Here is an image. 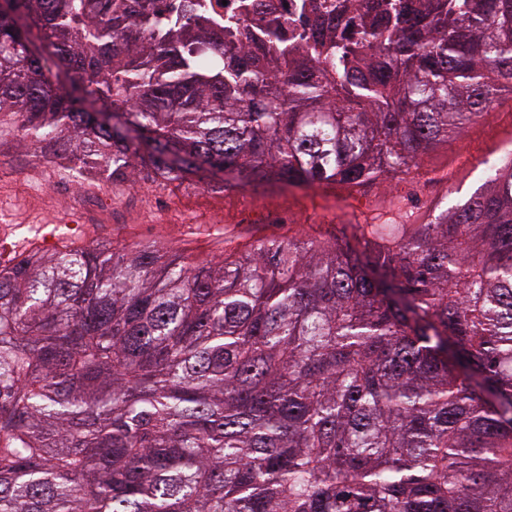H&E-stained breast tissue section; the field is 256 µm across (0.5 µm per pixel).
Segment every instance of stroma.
<instances>
[{"instance_id":"obj_1","label":"stroma","mask_w":512,"mask_h":512,"mask_svg":"<svg viewBox=\"0 0 512 512\" xmlns=\"http://www.w3.org/2000/svg\"><path fill=\"white\" fill-rule=\"evenodd\" d=\"M512 145V94L501 93L460 139L435 145L417 172L365 182L304 188L269 179L244 188L207 189L197 182L166 183L151 169L136 167L124 179L68 177L23 139L15 117L0 113V196L39 185L41 194L13 212L14 231L0 239V264L32 250L101 242L161 245L192 262L219 261L264 240L331 238L338 225L372 224L389 218L399 224H429L447 203L466 201L484 182L487 161ZM83 202L78 228L53 230L48 212L67 216L72 200Z\"/></svg>"}]
</instances>
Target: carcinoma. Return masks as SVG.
Segmentation results:
<instances>
[{
	"label": "carcinoma",
	"instance_id": "1",
	"mask_svg": "<svg viewBox=\"0 0 512 512\" xmlns=\"http://www.w3.org/2000/svg\"><path fill=\"white\" fill-rule=\"evenodd\" d=\"M512 92V0L252 29L202 0H0V112L78 174L410 173ZM433 224L211 265L0 266V512H512V152Z\"/></svg>",
	"mask_w": 512,
	"mask_h": 512
}]
</instances>
